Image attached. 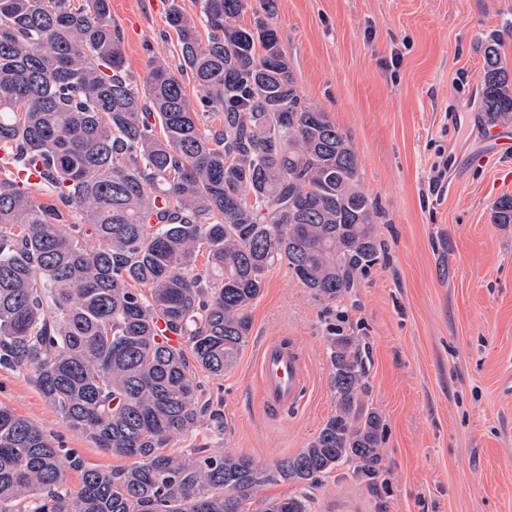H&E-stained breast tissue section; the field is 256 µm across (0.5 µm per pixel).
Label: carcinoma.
I'll use <instances>...</instances> for the list:
<instances>
[{
    "label": "carcinoma",
    "mask_w": 512,
    "mask_h": 512,
    "mask_svg": "<svg viewBox=\"0 0 512 512\" xmlns=\"http://www.w3.org/2000/svg\"><path fill=\"white\" fill-rule=\"evenodd\" d=\"M248 7L200 0L195 17L174 4L182 62L150 57L139 86L110 0H0V367L32 371L70 427L131 460L63 461L0 406V512H249L267 482L313 484L353 461L376 473L382 418L360 403L359 340L340 331L326 341L336 411L276 471L165 451L207 411L196 371L224 375L248 343L247 310L272 267L335 301L382 255L348 135L302 98L276 30L237 23ZM500 48L483 55L480 111L494 125L512 122ZM38 163L45 201L13 176ZM72 212L83 225H66ZM492 221L512 224V198ZM159 318L181 342L158 341ZM254 512L309 510L283 496Z\"/></svg>",
    "instance_id": "cac0c4a2"
}]
</instances>
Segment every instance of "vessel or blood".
<instances>
[{
    "label": "vessel or blood",
    "instance_id": "obj_1",
    "mask_svg": "<svg viewBox=\"0 0 512 512\" xmlns=\"http://www.w3.org/2000/svg\"><path fill=\"white\" fill-rule=\"evenodd\" d=\"M257 379L263 406L269 414L277 416L299 408L311 382L305 351L283 336L266 340L259 352Z\"/></svg>",
    "mask_w": 512,
    "mask_h": 512
}]
</instances>
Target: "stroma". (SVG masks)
Listing matches in <instances>:
<instances>
[{
	"instance_id": "obj_1",
	"label": "stroma",
	"mask_w": 512,
	"mask_h": 512,
	"mask_svg": "<svg viewBox=\"0 0 512 512\" xmlns=\"http://www.w3.org/2000/svg\"><path fill=\"white\" fill-rule=\"evenodd\" d=\"M110 0L135 81L152 55L180 63L172 2ZM269 18L307 102L327 113L358 155L361 185L381 216L379 261L356 288L316 298L287 266L264 277L250 339L223 376L198 372L202 397L224 414L172 436L169 451L247 455L268 469L297 454L335 411L329 328L357 336L363 408L384 424L373 478L345 464L312 487L277 482L257 499L307 494L311 512H512V224L493 223L512 198V155L487 144L480 122L483 48L501 37L512 70V0H274ZM291 336L312 372L297 410L268 418L258 349ZM0 406L43 429L86 465L125 467L72 429L31 371L0 368Z\"/></svg>"
}]
</instances>
